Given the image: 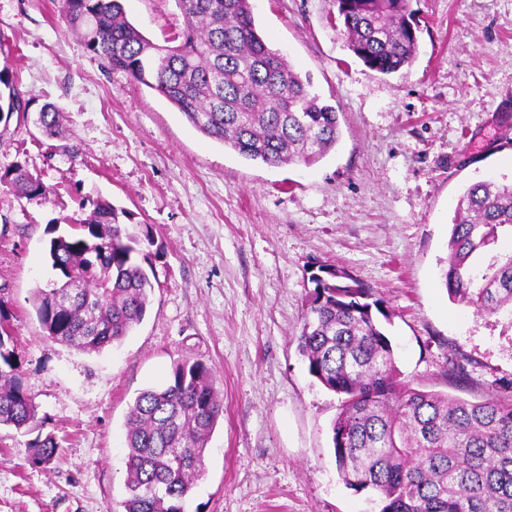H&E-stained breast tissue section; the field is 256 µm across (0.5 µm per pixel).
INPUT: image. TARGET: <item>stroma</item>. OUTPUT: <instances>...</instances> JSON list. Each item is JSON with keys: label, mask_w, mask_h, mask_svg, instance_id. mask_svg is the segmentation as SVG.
Here are the masks:
<instances>
[{"label": "stroma", "mask_w": 512, "mask_h": 512, "mask_svg": "<svg viewBox=\"0 0 512 512\" xmlns=\"http://www.w3.org/2000/svg\"><path fill=\"white\" fill-rule=\"evenodd\" d=\"M252 4L270 47L338 111L339 141L313 165L248 161L206 137L88 53L59 0H0V69L30 115L0 136V172L22 163L51 189L41 202L0 186L1 310L38 405L28 433L0 428V512H124L126 414L184 358L213 368L224 399L186 512H380L375 493L342 481L341 398L298 351L314 261L382 300L413 387L481 401L512 379V330L450 301L442 278L464 189L512 181V0H411L418 58L388 76L349 49L334 0ZM123 5L154 43L183 26L175 0ZM47 103L62 138L32 121ZM100 198L150 225L160 254L143 322L89 354L48 339L30 299L55 277L49 225L70 231ZM452 357L465 365L456 380ZM49 433L54 460L31 466L27 442Z\"/></svg>", "instance_id": "35a3bbf8"}]
</instances>
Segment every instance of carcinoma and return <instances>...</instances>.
Returning <instances> with one entry per match:
<instances>
[{
    "instance_id": "cac0c4a2",
    "label": "carcinoma",
    "mask_w": 512,
    "mask_h": 512,
    "mask_svg": "<svg viewBox=\"0 0 512 512\" xmlns=\"http://www.w3.org/2000/svg\"><path fill=\"white\" fill-rule=\"evenodd\" d=\"M182 29L165 44L146 38L121 0H60L68 28L114 71L161 94L202 134L247 160L270 166L313 164L339 139L336 108L311 94V78L292 69L258 32L251 0H176ZM353 54L391 75L413 64L418 30L410 0H336ZM28 118L6 70H0V124ZM35 125L61 133L60 114L45 104ZM29 201L49 187L16 163L0 174ZM131 214L106 199L78 232L51 238L56 278L35 289L32 305L50 339L83 352L121 344L145 318L157 281L149 225L130 229ZM512 183L478 182L459 199L444 273L449 298L478 316L512 326ZM143 254L148 266L138 262ZM314 284L298 348L309 373L341 396L331 427L345 485L370 489L381 512H512V394L480 403L423 391L400 379L391 342L372 313L382 301L345 270L312 264ZM0 298V426L20 433L36 422L4 324ZM213 370L199 359L174 363L168 380L129 407L125 512H185L205 470L207 446L224 414ZM29 463L45 467L59 444L48 434L27 443Z\"/></svg>"
}]
</instances>
